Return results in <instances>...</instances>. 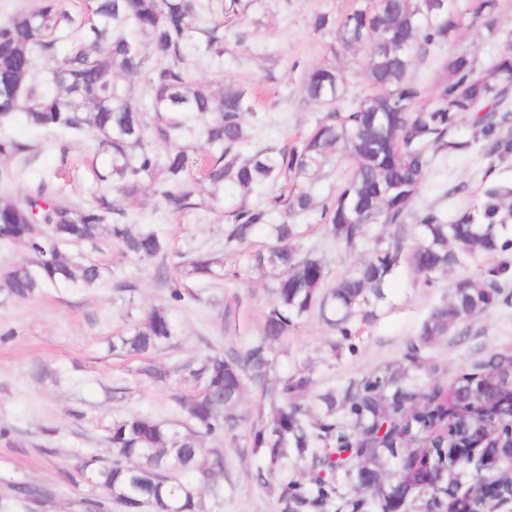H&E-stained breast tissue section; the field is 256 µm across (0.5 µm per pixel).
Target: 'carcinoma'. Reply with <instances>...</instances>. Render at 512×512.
Here are the masks:
<instances>
[{"instance_id":"1","label":"carcinoma","mask_w":512,"mask_h":512,"mask_svg":"<svg viewBox=\"0 0 512 512\" xmlns=\"http://www.w3.org/2000/svg\"><path fill=\"white\" fill-rule=\"evenodd\" d=\"M436 0H360L347 15L333 20L315 18L319 29H336L346 50L375 44L366 59V77L374 92L348 110L336 109L345 78L333 65L305 71L303 93L308 101L331 106L308 134L290 146L259 148L244 155L249 141L244 122L254 112L250 93L225 85L214 92L193 79L186 49L194 34L205 36L203 52L224 56V23L208 21L205 0H94L88 17L65 7L64 0H35L33 6L0 20V125L21 119L36 133H50L66 142L90 133L109 154L112 195L101 193L93 204L73 207L57 201L51 180L19 188L31 145L0 135V157L15 158L20 168L0 173V243L22 247L29 259L0 272V297L27 300L46 288H90L103 268L65 246L95 243L101 232L138 261L165 258L167 242L150 224L132 221L127 207L152 189L158 205L171 214L195 208L196 184L187 179L202 171L209 196L215 200L227 183L242 194L225 243L245 244L253 233H266L264 250L251 255L252 267L278 269L282 276L266 312L257 341L242 351L216 353L189 377L201 392L188 406L189 422L158 420L131 414L112 423L108 441L112 459L87 456L80 460L88 480L104 496L83 502L85 512H205V497L218 494L215 474L223 470L220 456L201 460V441L234 431L241 422L237 408L246 382L260 389L273 406L255 428L252 448L269 469L294 454L309 461V482L290 480L280 489L284 512L322 509L342 497L338 476L368 496L351 500V512H407L418 502L420 483H434L436 512H474L477 502L448 495L454 480L448 457L467 442L478 427L500 437V423L486 405L508 401L512 388V355L494 352L475 367L479 376L464 372L456 386L437 380L426 386L412 382L404 367L383 376L372 375L348 387L343 405L353 431L345 432L334 418L336 395L322 399L328 414L312 421L303 405L309 379L303 375L269 379L272 345L284 340L311 311L341 335L354 313L373 318L372 303L384 298L394 271L406 266L428 282L459 261V256L506 253L512 238L502 235L512 219V189L485 191L482 221L469 213L450 222L428 208L411 212L434 156L455 144L448 140L463 116L481 112L493 98L507 94L512 79V55L491 67L474 66L464 53L443 60L441 78L430 91L431 101L418 106L425 90L409 78L414 52L452 41L461 26L457 0L439 10ZM67 41L61 63L42 74L37 58L51 54ZM145 76L139 95L122 88L118 74ZM488 153L512 152V140L500 136L493 117L478 118ZM202 139L210 148L199 154L190 145ZM345 157L352 171L339 185L336 199L320 207L327 235L354 247L372 224L393 228L387 244L357 263L330 292H322L326 272L321 259L302 253L300 232L290 219L314 209L305 185L317 179L335 158ZM283 182L288 194L251 204L252 195L267 197ZM288 210L279 223L272 215ZM413 220L418 242L405 246L407 220ZM218 259L202 255L185 264L189 277H217ZM500 264L483 277L456 281L448 303L429 314L411 342L405 360L419 365V351L435 339L457 330L468 317L485 310L502 295ZM155 278L179 302L183 288L165 263ZM177 336L169 309L154 306L142 313L128 332L112 341L116 356H144L167 349ZM141 376L164 383L170 372L152 362ZM455 419L450 425L448 420ZM387 427L380 439L377 431Z\"/></svg>"}]
</instances>
